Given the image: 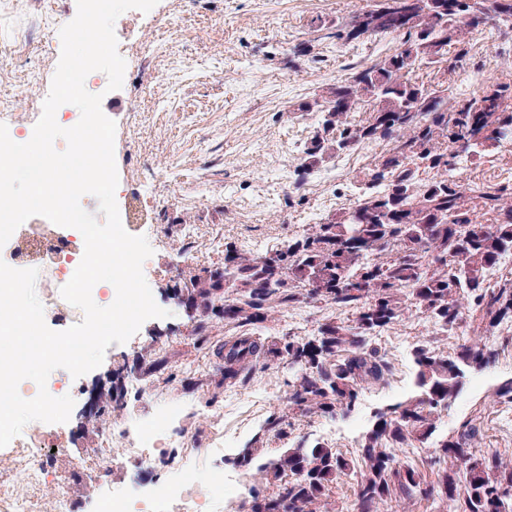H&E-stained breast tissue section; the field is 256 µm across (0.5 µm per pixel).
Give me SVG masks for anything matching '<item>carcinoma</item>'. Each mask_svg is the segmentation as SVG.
Returning <instances> with one entry per match:
<instances>
[{"label": "carcinoma", "instance_id": "obj_1", "mask_svg": "<svg viewBox=\"0 0 512 512\" xmlns=\"http://www.w3.org/2000/svg\"><path fill=\"white\" fill-rule=\"evenodd\" d=\"M380 7L357 10L327 33L346 41L386 34L401 40L377 63L300 106L321 114L300 166L310 170L372 142L392 147L353 177L349 203L265 253L225 248L224 271L190 269L178 298L199 309L195 335H209L213 318L229 327L215 352L224 388L288 366L286 405L240 459L252 467L249 512H337L332 497L345 478L355 485L352 512H397L418 499L437 512H512V453L482 449L477 419L449 439H434L466 372L498 356L478 335L462 338L452 355L439 343L458 335L472 313L489 328L512 327V279L493 284L489 276L512 255V184L448 174L459 141L476 160L512 146V75L472 98L412 78L433 65L454 70L468 54V35L480 28L512 31V0H381ZM362 105L370 108L364 122L353 118ZM488 214L494 221L485 224L480 217ZM271 255L276 273L268 269ZM310 302L348 309L352 317L330 314L305 336L262 330ZM413 315L433 327V338L412 349L414 390L375 415L355 456L299 439L263 458L266 434L287 436L297 417L348 415L363 389L387 384L395 364L377 337ZM167 368L154 351L141 356L142 375L152 382H172ZM427 442L431 480L400 457Z\"/></svg>", "mask_w": 512, "mask_h": 512}]
</instances>
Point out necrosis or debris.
Listing matches in <instances>:
<instances>
[{
	"instance_id": "1",
	"label": "necrosis or debris",
	"mask_w": 512,
	"mask_h": 512,
	"mask_svg": "<svg viewBox=\"0 0 512 512\" xmlns=\"http://www.w3.org/2000/svg\"><path fill=\"white\" fill-rule=\"evenodd\" d=\"M84 253L81 233L60 227L35 216L16 229L0 247V260L18 269L35 268L37 287L44 293L46 316L65 324L82 318V311L64 300L60 289L73 276ZM99 442L92 451L91 466L126 467L134 464L144 469L170 448L182 444L181 436L157 429H138L108 418L95 425ZM14 454L22 463V482L0 494V512H71L72 503L64 492L54 493L47 504H40L36 493L47 484L48 460L64 455V444L53 443L48 432L24 434L13 440ZM102 512H224L221 499L206 496L193 480L183 478L159 486L153 495L129 498L104 487L100 490Z\"/></svg>"
}]
</instances>
